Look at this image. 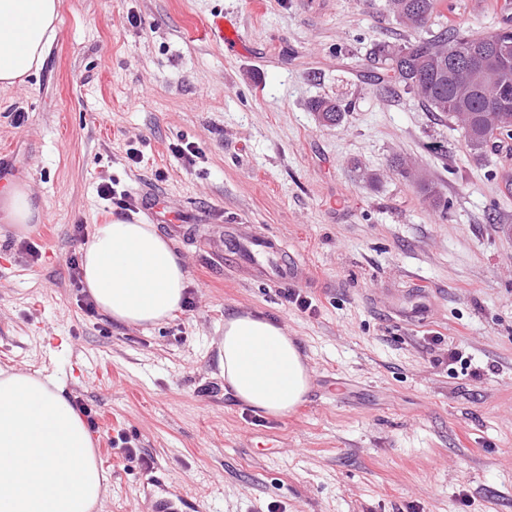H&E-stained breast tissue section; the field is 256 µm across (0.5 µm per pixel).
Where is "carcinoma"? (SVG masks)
<instances>
[{"label":"carcinoma","instance_id":"1","mask_svg":"<svg viewBox=\"0 0 512 512\" xmlns=\"http://www.w3.org/2000/svg\"><path fill=\"white\" fill-rule=\"evenodd\" d=\"M400 25L419 33L428 20L438 15L439 0H389ZM503 31L493 30L474 37L460 28H441L426 36L404 40L400 44L378 42L366 54L363 67L370 77L389 85V93L401 88L414 94L419 104L429 112H437L455 120L463 130L467 147L481 156H487L485 135L493 129H512V90L509 105L501 109L490 108L498 96L494 88L475 87L463 96L457 87L466 68L463 52L470 42L490 43L503 39ZM312 112H321L327 123L340 124L346 105L340 100L321 97L309 103ZM400 175L414 179L429 205L448 213V200L442 198L431 182L412 172L403 164L396 165Z\"/></svg>","mask_w":512,"mask_h":512}]
</instances>
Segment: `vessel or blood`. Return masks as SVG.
Instances as JSON below:
<instances>
[{"label":"vessel or blood","instance_id":"1","mask_svg":"<svg viewBox=\"0 0 512 512\" xmlns=\"http://www.w3.org/2000/svg\"><path fill=\"white\" fill-rule=\"evenodd\" d=\"M209 38L229 48H237L241 35L235 24L222 15H215L204 24ZM143 212L149 220L177 226L185 221V214L159 196H146ZM224 235L231 242L239 261L252 274L265 281L296 279L298 263L289 254L286 242L277 236L268 235L252 224H228ZM155 512H203L200 501L189 497L180 485H160L158 495L153 498Z\"/></svg>","mask_w":512,"mask_h":512}]
</instances>
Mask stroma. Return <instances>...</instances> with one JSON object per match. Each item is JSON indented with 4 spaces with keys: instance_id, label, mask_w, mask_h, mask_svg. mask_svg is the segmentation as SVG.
<instances>
[{
    "instance_id": "35a3bbf8",
    "label": "stroma",
    "mask_w": 512,
    "mask_h": 512,
    "mask_svg": "<svg viewBox=\"0 0 512 512\" xmlns=\"http://www.w3.org/2000/svg\"><path fill=\"white\" fill-rule=\"evenodd\" d=\"M219 12L244 51L204 36ZM441 14L486 33L512 21V0H444ZM57 27L41 68L0 88V190L23 181L44 202L25 234L0 222V367L54 378L92 409L110 483L94 512H145L152 475L206 512H512V152L471 153L453 121L367 78L372 44L410 36L386 0H60ZM321 96L350 103L340 125L309 112ZM181 142L195 162L171 152ZM399 159L447 198V217ZM105 180L184 210L171 242L192 310L143 328L82 309L75 227L112 219ZM233 219L284 239L303 277L251 276L224 238ZM289 288L311 308L287 303ZM420 290L426 322L390 313ZM234 310L276 320L308 358L309 391L287 417L224 381Z\"/></svg>"
}]
</instances>
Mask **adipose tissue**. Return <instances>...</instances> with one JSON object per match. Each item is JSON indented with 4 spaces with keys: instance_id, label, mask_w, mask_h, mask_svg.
Masks as SVG:
<instances>
[{
    "instance_id": "adipose-tissue-1",
    "label": "adipose tissue",
    "mask_w": 512,
    "mask_h": 512,
    "mask_svg": "<svg viewBox=\"0 0 512 512\" xmlns=\"http://www.w3.org/2000/svg\"><path fill=\"white\" fill-rule=\"evenodd\" d=\"M59 0H0V88L38 71L57 34ZM42 206L22 182L0 196V216L18 231ZM82 281L98 308L128 327L170 318L188 273L156 225L136 219L96 225L83 248ZM220 366L247 407L284 417L311 383L305 355L276 321L244 311L224 321ZM109 491L89 430L54 379L0 368V512H93Z\"/></svg>"
}]
</instances>
